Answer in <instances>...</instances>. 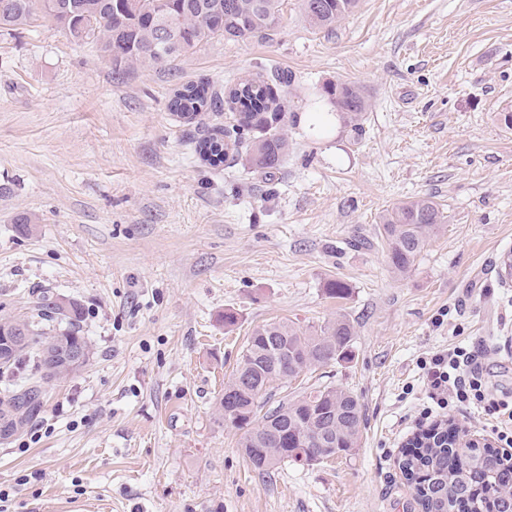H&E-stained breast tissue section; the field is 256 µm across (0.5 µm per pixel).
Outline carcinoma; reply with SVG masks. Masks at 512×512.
<instances>
[{
	"instance_id": "cac0c4a2",
	"label": "carcinoma",
	"mask_w": 512,
	"mask_h": 512,
	"mask_svg": "<svg viewBox=\"0 0 512 512\" xmlns=\"http://www.w3.org/2000/svg\"><path fill=\"white\" fill-rule=\"evenodd\" d=\"M52 0H0V29L28 24L36 13L78 41L90 40L100 56L123 72L136 65L161 66L216 37L245 40L265 36L279 18L280 0H61L81 19L63 21ZM357 0H302L309 25L330 29L351 13ZM342 118L359 128L368 99L354 81L327 86ZM265 80L246 78L219 93L208 84L188 82L173 91L170 111L193 120L202 112L235 113L232 130L213 129L197 142L201 159L213 166L224 163L231 131L256 132L246 146L253 168L276 169L288 154V139L280 131L284 113ZM446 223L430 195L402 202L381 216L378 237L393 272L407 274L418 255ZM355 331L344 316L303 329L292 321H274L255 328L224 384L233 390L248 377L252 383L226 402L219 397L216 415L243 431L244 457L261 474L290 461L312 465L351 454L358 447L364 418L358 397L333 386L314 387L262 412L269 392L315 366L349 358ZM93 352L81 334L77 303L48 292L29 301L28 311L0 318V421L13 418L12 434L25 431L39 418L46 397L48 355L62 356L73 348ZM314 430L323 444H305L301 437ZM399 461L404 478L413 485L421 512H512V463L494 448L471 445L432 434Z\"/></svg>"
}]
</instances>
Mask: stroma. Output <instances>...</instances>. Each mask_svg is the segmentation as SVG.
<instances>
[{"label": "stroma", "instance_id": "1", "mask_svg": "<svg viewBox=\"0 0 512 512\" xmlns=\"http://www.w3.org/2000/svg\"><path fill=\"white\" fill-rule=\"evenodd\" d=\"M275 72L278 169L201 161L196 138L229 115L185 122L173 90ZM344 80L369 99L357 129L323 121L326 85ZM507 111L512 0H358L330 30L282 0L268 37H219L121 75L44 18L0 31V302L18 315L38 291L73 300L94 348L50 384L39 440L0 444L7 512H418L398 468L410 439L443 420L490 436L474 407L420 416V359L474 343L492 390L512 396V281L496 274L512 250ZM426 194L448 222L401 277L379 217ZM357 235L366 246H350ZM336 279L346 298L327 293ZM340 314L350 358L269 404L346 388L365 413L358 447L259 474L215 415L248 336Z\"/></svg>", "mask_w": 512, "mask_h": 512}]
</instances>
